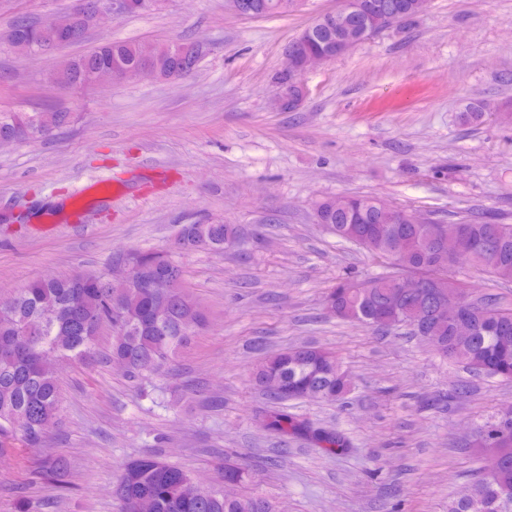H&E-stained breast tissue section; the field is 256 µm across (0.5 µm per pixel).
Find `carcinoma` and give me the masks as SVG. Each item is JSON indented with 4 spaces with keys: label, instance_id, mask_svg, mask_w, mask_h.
<instances>
[{
    "label": "carcinoma",
    "instance_id": "obj_1",
    "mask_svg": "<svg viewBox=\"0 0 512 512\" xmlns=\"http://www.w3.org/2000/svg\"><path fill=\"white\" fill-rule=\"evenodd\" d=\"M252 2L262 17L285 14L298 4V0ZM395 2L400 4L399 25L412 22L420 13L418 0ZM316 25L317 33L301 47L298 58L309 53L336 56V29L323 18ZM181 45V41L146 45L114 40L66 59L60 70L79 77L94 65L112 63L164 78ZM72 120V113L53 109L0 112V138L45 139ZM393 210L383 200L365 195L317 203L316 213L328 231L395 268L393 273L363 280L365 288H354L349 280L336 283L327 295L336 315L377 330L383 329L378 322L383 315L405 317L429 333L418 340L442 360L477 377L512 381V308L477 295L467 281L457 285L451 261L434 243L433 225L391 224L388 216ZM460 228L465 249L473 250L476 243L486 245L484 250H474L472 268L494 282H512V224L484 217L463 221ZM235 234L230 224H183L174 252H222ZM129 264L147 277L181 278V264L168 252L137 250L131 253ZM404 272L427 279L448 277V295L466 296L475 304L471 330L461 332L451 310L446 317L433 315L428 288L397 297L393 281ZM103 324L112 328L113 341L102 360L122 359L128 378L139 381L170 362L196 331L205 329L208 315L187 293L156 288L150 295L139 288L114 285L103 274L29 281L14 299L0 304V459L9 456L18 442L26 448L43 447L48 435L45 425L58 417V371L44 363L43 353L53 352L62 363L94 360V340ZM254 380L263 390L271 384L292 390L288 398L270 393L277 407L266 416L265 429L282 436L304 435L327 453L349 447L350 439L344 433L288 412L290 402L308 398L335 402L351 391V377L335 352L315 344L294 346L265 357ZM489 441L502 448L501 461L483 469L470 489L448 501V512H512V418L504 421L492 416L479 424L476 447ZM70 470L69 460L55 455L40 463L37 475L63 481ZM245 476L244 467H226L221 483L201 484L182 468L146 455L121 467L113 494L118 512H132V504L138 501L151 502L154 512H277L275 503L266 497L225 491L224 482L240 484Z\"/></svg>",
    "mask_w": 512,
    "mask_h": 512
}]
</instances>
